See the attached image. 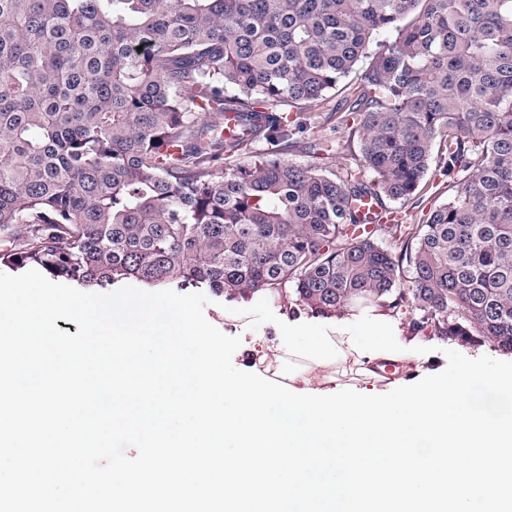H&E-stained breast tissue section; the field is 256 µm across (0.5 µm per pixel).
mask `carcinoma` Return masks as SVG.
<instances>
[{
  "label": "carcinoma",
  "mask_w": 512,
  "mask_h": 512,
  "mask_svg": "<svg viewBox=\"0 0 512 512\" xmlns=\"http://www.w3.org/2000/svg\"><path fill=\"white\" fill-rule=\"evenodd\" d=\"M334 95L356 167L285 160L328 148L286 107ZM435 156L452 194L393 225L399 256L354 236L361 199L415 198ZM2 265L378 306L512 353V0H0Z\"/></svg>",
  "instance_id": "cac0c4a2"
}]
</instances>
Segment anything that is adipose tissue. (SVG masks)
Instances as JSON below:
<instances>
[{
    "label": "adipose tissue",
    "mask_w": 512,
    "mask_h": 512,
    "mask_svg": "<svg viewBox=\"0 0 512 512\" xmlns=\"http://www.w3.org/2000/svg\"><path fill=\"white\" fill-rule=\"evenodd\" d=\"M375 317L367 334L359 337L339 329L294 328L288 337L259 345L252 360L263 375L297 389H332L345 378L360 389H386L388 379L378 373V361L398 363L414 373L417 359L401 349L390 316L379 311Z\"/></svg>",
    "instance_id": "1"
}]
</instances>
